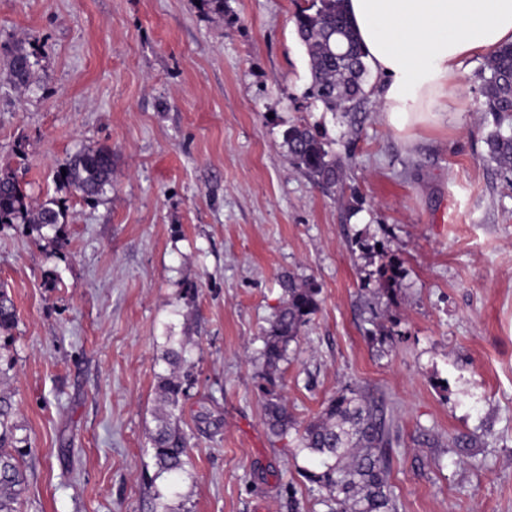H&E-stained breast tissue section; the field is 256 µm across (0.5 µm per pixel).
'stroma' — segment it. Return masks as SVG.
<instances>
[{
	"label": "stroma",
	"mask_w": 512,
	"mask_h": 512,
	"mask_svg": "<svg viewBox=\"0 0 512 512\" xmlns=\"http://www.w3.org/2000/svg\"><path fill=\"white\" fill-rule=\"evenodd\" d=\"M296 0H0V167L55 228L0 224L16 309L0 349L25 454L19 512H327L317 460L265 421V329L282 276L319 288L278 388L304 423L345 386L383 400L398 512H512V175L492 162L483 57L460 115L414 140L374 83L349 115L309 98ZM34 76L14 85L16 46ZM317 126L344 190L318 186L283 133ZM112 151L89 203L56 172ZM398 255L392 292L379 251ZM186 473L150 449L166 354Z\"/></svg>",
	"instance_id": "35a3bbf8"
}]
</instances>
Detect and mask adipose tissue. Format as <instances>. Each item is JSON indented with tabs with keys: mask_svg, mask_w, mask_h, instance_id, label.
Returning <instances> with one entry per match:
<instances>
[{
	"mask_svg": "<svg viewBox=\"0 0 512 512\" xmlns=\"http://www.w3.org/2000/svg\"><path fill=\"white\" fill-rule=\"evenodd\" d=\"M390 128L411 139L461 99L465 59L512 43V0H345Z\"/></svg>",
	"mask_w": 512,
	"mask_h": 512,
	"instance_id": "adipose-tissue-1",
	"label": "adipose tissue"
}]
</instances>
